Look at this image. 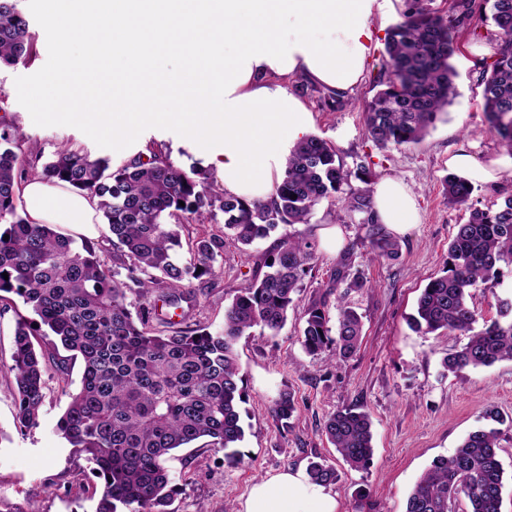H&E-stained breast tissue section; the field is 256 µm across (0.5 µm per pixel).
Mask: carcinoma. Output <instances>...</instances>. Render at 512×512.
<instances>
[{
	"label": "carcinoma",
	"mask_w": 512,
	"mask_h": 512,
	"mask_svg": "<svg viewBox=\"0 0 512 512\" xmlns=\"http://www.w3.org/2000/svg\"><path fill=\"white\" fill-rule=\"evenodd\" d=\"M432 2L405 0L402 20L386 32V60L373 80L377 91L362 105L365 136L381 149L422 140L456 95L455 35L473 15V0H456L451 14L431 8ZM483 2L490 5L499 40L493 61L480 73L483 112L489 131L512 151V0ZM32 50L29 22L17 0H0V64H16ZM24 174L21 135L3 119L0 302L8 308L16 296L32 313L17 314L8 367L18 388L14 426L37 427L46 376L65 375L69 362L81 361V385L68 394L57 430L92 464L99 481L92 487L96 512H172L178 488L168 467L171 452L201 438L228 457L241 455L240 404L246 394L234 345L253 328L275 333L286 323L317 250L297 225L309 223L322 201L337 197L349 215L359 217L362 241L375 258L399 255L398 241L375 216L369 166L362 161L349 169L338 150L316 135L289 151L268 203L214 194L208 171L187 172L156 153L112 171L106 158L60 149L40 175L99 199L106 240L116 249L110 267L100 259L97 243L77 246L54 225L30 224L17 213L14 186ZM354 178L363 186H353ZM442 185L448 201L469 202L473 187L467 179L450 173ZM220 214L224 236L199 237L188 255H177L181 225L215 222ZM274 234L264 271L225 307L224 329L189 324L185 312L174 322L159 311L161 304L176 310L197 298L191 285L214 275L224 240L251 246ZM504 265L512 267V195L494 210L471 209L468 221L457 225L444 275L427 283L409 317L411 328L423 334L468 336L444 358L447 371L512 360V299L497 300L498 318L480 327L469 305L472 290L500 276ZM326 306L323 301L308 308L299 337L303 349L312 356L355 355L361 316L341 307L333 330ZM295 412L292 393L282 392L273 417L287 428ZM323 431L350 469H367L374 453L368 413L339 409ZM499 434L497 428L475 430L452 456L435 459L409 495L405 512H453L460 495L470 512H502ZM307 471L320 483L338 480L324 460L310 461Z\"/></svg>",
	"instance_id": "1"
}]
</instances>
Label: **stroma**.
Wrapping results in <instances>:
<instances>
[{
  "label": "stroma",
  "mask_w": 512,
  "mask_h": 512,
  "mask_svg": "<svg viewBox=\"0 0 512 512\" xmlns=\"http://www.w3.org/2000/svg\"><path fill=\"white\" fill-rule=\"evenodd\" d=\"M20 7L29 21L33 55L25 62L0 65V116L22 134L29 172H39L64 146L125 163L154 152L186 170L205 163L181 126H141L115 144L96 126L71 116L63 94L68 76L60 70L59 57L66 49L80 53L83 36L75 32L62 38L41 0H20ZM403 10V0H376L366 69L360 82L347 90L343 106L327 108L308 93L300 99L312 115L310 134L339 150L348 167L364 157L378 178L401 179L418 202L421 221L399 236L397 259L377 261L360 241L356 218H345L341 249L332 254L318 247L316 272L305 278L285 326L275 334L256 328L237 341L246 389L241 406L244 458L231 460L198 444L177 449L170 466L175 481L186 487L172 504L174 512H237L257 479L287 467H307L316 458L340 475L332 487L339 512H405L409 494L431 462L452 455L470 432L488 426L491 409L506 420L499 455L507 477L503 512H512V426L507 423L512 417V361L448 373L443 360L464 344V337L424 335L408 324L422 289L445 271L448 244L470 208H492L512 194V169L475 183L467 206L449 202L441 185L451 156L465 154L487 165L504 153L486 127L479 83L483 64L495 52V29L476 16L461 27L452 59L457 96L447 114L421 142L381 149L364 136L358 102L371 95L372 80L383 63L386 30L400 21ZM273 244L269 238L243 249L226 245L212 282L202 284L196 304L188 309L191 321L223 328L225 306L260 271L262 255ZM341 261L350 277L364 280L363 288L350 291L333 282ZM322 299L328 311H335L341 299L361 315L363 336L356 355L313 357L302 349L298 334L305 313ZM15 322L14 310L0 308V512H94L95 503L85 493L93 479L89 465L73 455L56 430L69 392L80 385L81 367L72 365L63 380L50 377L38 427L17 430V387L8 371ZM284 390L293 393L297 406L287 429L271 415ZM343 406L367 412L372 419L374 455L367 470H350L322 433L327 417Z\"/></svg>",
  "instance_id": "35a3bbf8"
}]
</instances>
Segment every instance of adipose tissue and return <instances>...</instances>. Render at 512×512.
<instances>
[{"mask_svg":"<svg viewBox=\"0 0 512 512\" xmlns=\"http://www.w3.org/2000/svg\"><path fill=\"white\" fill-rule=\"evenodd\" d=\"M373 0H45L62 32L80 25L82 57L62 65L109 100L83 113L113 137L162 122L189 129L225 191L270 200L289 144L308 134L304 103L272 81L301 75L337 91L360 79L369 53ZM294 20L282 30V17ZM327 30L319 38L318 30ZM235 47L224 51V39ZM184 60L175 73L167 56ZM32 224L79 226L97 220V201L40 175L16 187ZM380 223L397 234L420 220L413 193L397 178L373 188ZM335 493L303 468L256 481L238 512H338Z\"/></svg>","mask_w":512,"mask_h":512,"instance_id":"adipose-tissue-1","label":"adipose tissue"}]
</instances>
